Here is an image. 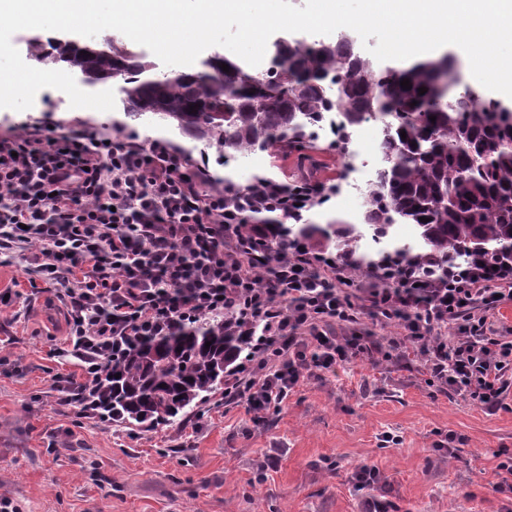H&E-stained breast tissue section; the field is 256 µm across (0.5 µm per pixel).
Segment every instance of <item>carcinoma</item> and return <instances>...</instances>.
<instances>
[{"label":"carcinoma","mask_w":512,"mask_h":512,"mask_svg":"<svg viewBox=\"0 0 512 512\" xmlns=\"http://www.w3.org/2000/svg\"><path fill=\"white\" fill-rule=\"evenodd\" d=\"M30 45L36 61L63 62L89 84L119 80L126 116L151 115L216 149L224 164L286 148L298 153L304 168L313 164L314 128L337 127L332 147L342 156L350 128L369 117L379 120L384 165L364 200V221L374 235L386 236L399 220L416 225L424 250L403 247L395 254L439 280L448 278V266H464L473 255L491 273L512 262V107L467 86L450 94L460 85L461 63L453 55L382 68L340 32L332 40L278 39L271 65L261 72L215 50L201 62L203 70L161 78L146 54L110 38L95 47L59 40L52 53L37 39ZM406 79L409 89L400 85ZM421 87L427 88L422 95ZM210 183L224 186V204L248 224L281 221L285 206L273 202L278 194L316 183L318 192L308 197L313 209L337 191L306 170L287 186L263 176L246 185L221 178ZM282 228L296 242L343 236L345 252H354L352 231L334 224ZM245 354V337L208 319L141 336L81 402L117 422H174L221 389L224 374Z\"/></svg>","instance_id":"obj_1"}]
</instances>
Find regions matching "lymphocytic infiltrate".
<instances>
[{
	"label": "lymphocytic infiltrate",
	"mask_w": 512,
	"mask_h": 512,
	"mask_svg": "<svg viewBox=\"0 0 512 512\" xmlns=\"http://www.w3.org/2000/svg\"><path fill=\"white\" fill-rule=\"evenodd\" d=\"M224 192L161 142L143 146L94 131L53 133L32 121L0 133V253L54 287L68 315V347L83 370L79 397L133 339L211 317L252 325V356L224 379L225 405L254 424L301 381L353 360L419 364L429 385L496 411L512 388V339L493 323L512 302V269L481 262L417 279L396 260L394 287H363L330 261L262 224L240 227ZM265 240L256 259L241 237ZM397 335L363 329V317ZM455 335H447L448 325ZM361 512H398L379 495L377 468H357Z\"/></svg>",
	"instance_id": "obj_1"
}]
</instances>
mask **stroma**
Masks as SVG:
<instances>
[{
	"mask_svg": "<svg viewBox=\"0 0 512 512\" xmlns=\"http://www.w3.org/2000/svg\"><path fill=\"white\" fill-rule=\"evenodd\" d=\"M40 120L56 133L91 128L140 142L162 141L206 167L214 177L248 184L261 175L280 182L300 174L296 154L279 149L253 155L249 165L223 167L166 125L109 112L71 108L53 89L31 108H0V133ZM320 136L313 152L316 180L339 190L304 212L306 224H348L357 249L358 279L380 251L420 246L415 226L397 224L374 239L363 222L357 187L382 161L381 127L350 131L349 153ZM0 499L18 512H356L349 477L360 465L379 469L399 512H512V500L492 492L499 453H512V392L490 413L430 387L420 371L354 361L305 380L264 424L244 407L202 406L173 423L118 426L84 417L65 405L57 377L81 379L76 360L55 356L67 335V314L43 282L31 281L19 259L0 256ZM461 437L460 456L436 450L439 435ZM397 443L382 445L384 434ZM277 463L256 481L258 464Z\"/></svg>",
	"mask_w": 512,
	"mask_h": 512,
	"instance_id": "35a3bbf8",
	"label": "stroma"
}]
</instances>
